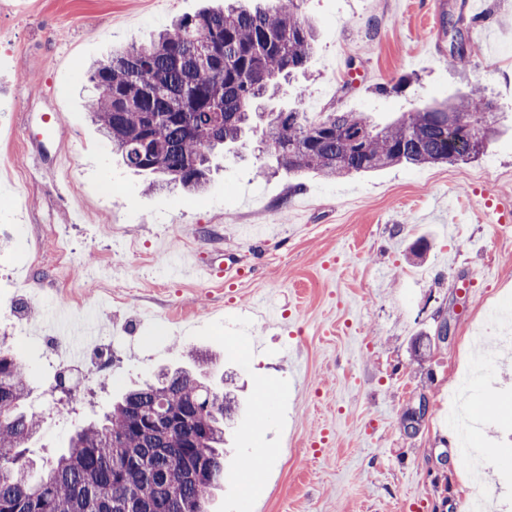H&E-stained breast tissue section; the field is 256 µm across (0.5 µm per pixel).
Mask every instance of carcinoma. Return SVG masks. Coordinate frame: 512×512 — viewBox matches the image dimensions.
<instances>
[{
	"label": "carcinoma",
	"instance_id": "cac0c4a2",
	"mask_svg": "<svg viewBox=\"0 0 512 512\" xmlns=\"http://www.w3.org/2000/svg\"><path fill=\"white\" fill-rule=\"evenodd\" d=\"M264 2L229 0L184 16L91 69L87 110L112 153L151 177L147 189L205 191L215 152L247 148L250 133L267 158L258 174L328 178L475 158L495 135L497 113L478 89L382 126L360 112L265 110L262 102L288 94L281 80L307 68L315 32L303 0ZM450 112L471 126L474 143L448 127ZM190 357L194 368L127 391L37 466L26 454L40 429L24 409L27 372L1 346L0 512H208L207 495L224 484V424L236 404L206 382L209 355Z\"/></svg>",
	"mask_w": 512,
	"mask_h": 512
}]
</instances>
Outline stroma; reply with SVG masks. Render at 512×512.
<instances>
[{
  "label": "stroma",
  "mask_w": 512,
  "mask_h": 512,
  "mask_svg": "<svg viewBox=\"0 0 512 512\" xmlns=\"http://www.w3.org/2000/svg\"><path fill=\"white\" fill-rule=\"evenodd\" d=\"M207 0H0V337L25 364L36 460L66 448L126 388L189 351L209 352L240 410L226 431L224 490L211 512H512V417L474 414L478 468L458 465L449 392L512 403V345L484 376L478 329L512 326V0H304L317 30L288 106L362 112L383 124L480 88L501 118L477 158L346 178L259 177L262 154H224L208 190L150 191L87 117L90 65ZM461 42L462 51L452 49ZM55 122L44 128L43 115ZM70 158L51 169L54 151ZM424 245L417 257L413 249ZM233 283L167 274L170 255ZM279 302L264 325L254 302ZM88 309L117 348L59 414L63 361L41 329L56 307ZM448 325L449 335L437 332ZM427 400L415 433L404 414ZM259 457L252 491L238 479Z\"/></svg>",
  "instance_id": "1"
}]
</instances>
